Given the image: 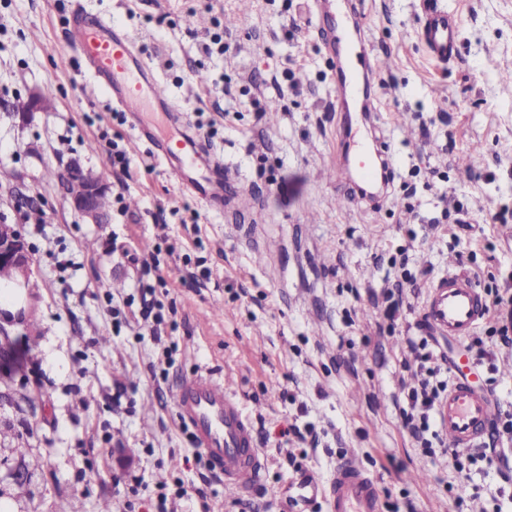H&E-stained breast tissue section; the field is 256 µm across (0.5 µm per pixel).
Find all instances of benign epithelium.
I'll list each match as a JSON object with an SVG mask.
<instances>
[{
  "mask_svg": "<svg viewBox=\"0 0 512 512\" xmlns=\"http://www.w3.org/2000/svg\"><path fill=\"white\" fill-rule=\"evenodd\" d=\"M67 182L66 198L72 207L90 224H103L106 219L99 208L101 198L109 188L99 174L80 160H70L63 169ZM30 246L19 225L0 219V289L14 291L20 307L17 312L0 314V332L7 326L23 327L28 323L27 308L33 270Z\"/></svg>",
  "mask_w": 512,
  "mask_h": 512,
  "instance_id": "7a95c632",
  "label": "benign epithelium"
}]
</instances>
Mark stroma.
Listing matches in <instances>:
<instances>
[{
    "label": "stroma",
    "instance_id": "35a3bbf8",
    "mask_svg": "<svg viewBox=\"0 0 512 512\" xmlns=\"http://www.w3.org/2000/svg\"><path fill=\"white\" fill-rule=\"evenodd\" d=\"M438 3L458 20L447 63L420 39L419 0H363L350 18L351 38L380 62L367 131L395 178L346 205L356 188L336 170L334 77L345 51L318 38L316 0H0V218L21 225L37 281L31 328L9 331L23 365L0 362V503L285 512L297 477L328 485L351 455L377 479L382 512H512L498 462L443 470L402 424L414 360L403 338L423 292L393 326L374 304L403 249L426 282L458 256L486 301L512 284V223L494 219L512 212V0ZM76 4L137 35L249 208L184 192L109 97L88 96L68 47ZM215 38L223 50L205 51ZM49 89L52 109L21 119ZM279 99L276 116L259 113ZM114 141L129 175L112 167ZM73 157L123 195L107 223H84L51 179ZM459 209L476 232L432 230ZM154 254L159 269H144ZM143 282L176 309L154 336L130 315ZM202 367L233 376L264 439V483L247 497L211 477L176 416V381ZM478 373L512 412V352ZM291 424L316 443L282 437Z\"/></svg>",
    "mask_w": 512,
    "mask_h": 512
}]
</instances>
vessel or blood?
<instances>
[{"mask_svg": "<svg viewBox=\"0 0 512 512\" xmlns=\"http://www.w3.org/2000/svg\"><path fill=\"white\" fill-rule=\"evenodd\" d=\"M69 32L89 78L134 115L137 139L150 144L153 156L167 164L182 189L207 206L223 207L231 177L195 132L163 130V123L173 120L176 107L130 33L79 7L72 12ZM419 35L438 60L453 58L456 23L437 0H421ZM371 153L369 143L354 139L347 142L343 154L355 176L365 182L373 181L377 172ZM488 312L474 277L452 265L428 284L422 324L433 335L461 342L473 335ZM452 374L448 391L437 405V425L449 448L468 449L489 433L498 405L474 378L467 355H459ZM174 398L180 422L190 429L210 472L225 488L244 496L260 487L267 459L234 389L222 377L205 371L181 379ZM327 502L331 512H382L374 478L350 456L338 462Z\"/></svg>", "mask_w": 512, "mask_h": 512, "instance_id": "vessel-or-blood-1", "label": "vessel or blood"}]
</instances>
